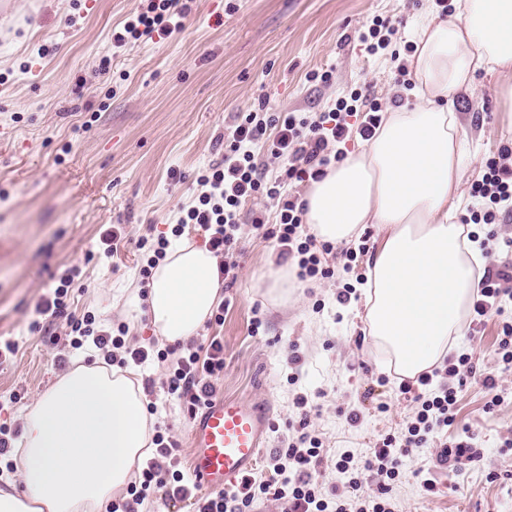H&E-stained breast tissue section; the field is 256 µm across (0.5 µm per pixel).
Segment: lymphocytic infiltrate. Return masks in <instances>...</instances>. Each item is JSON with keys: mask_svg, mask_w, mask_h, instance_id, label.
<instances>
[{"mask_svg": "<svg viewBox=\"0 0 512 512\" xmlns=\"http://www.w3.org/2000/svg\"><path fill=\"white\" fill-rule=\"evenodd\" d=\"M192 3L193 0H148L143 11L113 29V47L122 48L144 37L168 38L180 32L192 13ZM380 109L377 100L357 89L350 96L338 98L334 109L312 122L292 112L245 113L227 135L229 144L223 159L199 175L198 183L203 191L195 205L180 217L172 234L181 235L187 224L199 226L206 234L209 250L222 259L221 275L235 277L242 204L261 197L278 198L282 201L278 224L267 225L264 215L257 212L252 217L253 228L264 238L275 240L281 255L297 257L300 279L333 277V268L322 266L320 259L321 253L331 252V245H317L315 236L307 233L304 207L287 199L286 186L292 180L302 182L322 177L329 163L330 142H343L355 133L370 138L380 124ZM358 112L363 120L358 127H351L348 119ZM260 143L271 156L287 160L280 178L266 179L256 165L253 148ZM470 196L469 223L492 225L500 216L512 213V149L501 150L499 156L487 160L485 173L472 185ZM508 298L512 299V267L504 266L494 274L483 273L472 304L474 321L503 314V303ZM71 331V349L93 344L108 364L123 367L151 359L166 363L167 394L184 400L191 412L202 400L214 396L212 379L224 369V347L216 339L205 347L188 345L172 359L163 351L127 346L122 337L97 327L91 315L72 325ZM473 372L468 354L448 355L436 372L442 376V384L435 392L425 390L416 395V411L403 431L385 436L362 463H355L348 451L337 457L336 471L352 491L361 489L364 475L374 477L377 493L371 499L357 500L350 507L342 499L326 497L314 477L324 460V450L320 440L308 433L309 421L303 417L299 420L298 443L275 454L274 480L260 484L244 480L239 488L202 498L195 512H252L254 500L262 495L281 501L283 512H392L388 495L402 474L405 458L414 449L425 447L430 436L454 425L457 394ZM433 375L420 374L416 383L425 388ZM152 443L153 455L143 468L139 482L129 486L128 500L109 503L106 512H140L151 493L158 489L174 499L191 497L192 490L182 472L173 467L176 441L168 432L158 430L152 436Z\"/></svg>", "mask_w": 512, "mask_h": 512, "instance_id": "lymphocytic-infiltrate-1", "label": "lymphocytic infiltrate"}]
</instances>
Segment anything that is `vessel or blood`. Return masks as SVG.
Wrapping results in <instances>:
<instances>
[{
  "mask_svg": "<svg viewBox=\"0 0 512 512\" xmlns=\"http://www.w3.org/2000/svg\"><path fill=\"white\" fill-rule=\"evenodd\" d=\"M272 428L269 402L214 397L202 403L191 425L193 484L211 494L241 483L254 469Z\"/></svg>",
  "mask_w": 512,
  "mask_h": 512,
  "instance_id": "1",
  "label": "vessel or blood"
}]
</instances>
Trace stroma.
<instances>
[{
  "label": "stroma",
  "mask_w": 512,
  "mask_h": 512,
  "mask_svg": "<svg viewBox=\"0 0 512 512\" xmlns=\"http://www.w3.org/2000/svg\"><path fill=\"white\" fill-rule=\"evenodd\" d=\"M146 0H10L0 10V337L18 351L0 358V426L23 431L22 411L71 362L99 360L94 350H70L71 325L92 313L108 326L127 324L124 304L141 292V238L170 235L202 188L199 172L224 156V131L239 114L295 112L316 119L338 98L365 87L390 109L410 106L398 62L370 55L360 31L374 18L394 24L392 47L410 61L408 47L428 20L432 0H196L184 29L166 39H142L112 49V29ZM109 68H101L102 57ZM332 70L330 83L309 81ZM497 75L478 72L469 91L449 98L466 136L461 144V197H468L488 158L512 147V116L494 94ZM281 200L241 207L237 278L224 281V321L206 320L194 343L217 337L224 370L217 396L270 400L275 430L269 451L252 473L273 475L270 455L297 441L294 405L307 395V430L325 448L316 475L324 491L339 486L337 455L362 459L412 416V394L399 390L389 357L366 334L364 301L341 305L336 292L366 273L348 266L341 250L327 261L328 279L297 281L286 305L267 299L266 284L282 259L273 240L257 236L253 211L278 222ZM119 225L114 257L100 255V238ZM79 265L83 284L57 317L36 304L52 293L64 264ZM502 319L493 315L464 328L453 348L471 355L477 375L459 394L452 434H476L482 461L460 470L439 467V439L414 451L390 494L393 512H512V371L497 354ZM154 382L150 401L166 403L159 418L179 444L176 462L188 470L194 450L191 418L165 402L167 366L139 367ZM497 379L503 402L485 412L481 376ZM386 411H377V404ZM359 411L351 424L350 411ZM436 483L428 491L423 479Z\"/></svg>",
  "instance_id": "1"
}]
</instances>
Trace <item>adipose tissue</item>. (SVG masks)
Wrapping results in <instances>:
<instances>
[{
	"instance_id": "obj_1",
	"label": "adipose tissue",
	"mask_w": 512,
	"mask_h": 512,
	"mask_svg": "<svg viewBox=\"0 0 512 512\" xmlns=\"http://www.w3.org/2000/svg\"><path fill=\"white\" fill-rule=\"evenodd\" d=\"M455 19L429 18L416 35L413 107H395L369 140L311 183L306 222L316 238L353 239L375 224L367 265L366 333L413 378L434 367L460 335L476 293L479 252L455 223L461 208L459 144L465 129L448 106L477 70L495 72L512 112V0H456ZM219 259L182 241L153 270L146 301L167 342L195 336L220 296ZM138 297L126 302L136 313ZM15 453L26 494L0 489V512H100L151 451L153 420L138 374L78 364L58 375L24 415Z\"/></svg>"
}]
</instances>
